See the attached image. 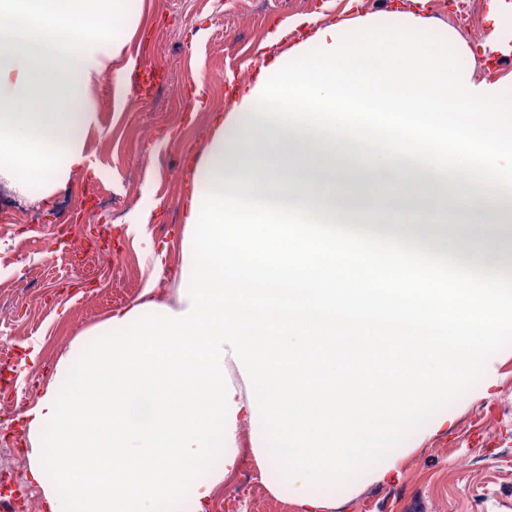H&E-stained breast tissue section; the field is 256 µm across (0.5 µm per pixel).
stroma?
Masks as SVG:
<instances>
[{
    "mask_svg": "<svg viewBox=\"0 0 512 512\" xmlns=\"http://www.w3.org/2000/svg\"><path fill=\"white\" fill-rule=\"evenodd\" d=\"M458 0H127L132 23L118 31L133 60L151 57L165 76L155 97L116 95L112 84L94 94L96 123L83 133V167L49 198H20L0 181V204H13L0 222V338L17 355L37 350L27 372L10 373L13 394L29 383L45 386L61 358L77 359L105 334L112 312L151 295L173 300L186 276L183 231L196 175L192 165L208 144L215 119L235 111L234 94L252 84L261 66L287 62L289 50L315 33L294 21L320 25L372 16L379 24L399 15L429 19L433 33L462 51L473 78L512 74V56L497 66L483 44L497 38L498 0H470L471 23L455 25ZM264 57H257V48ZM209 70L224 83L202 81ZM78 208L82 222L66 238L52 234L46 214ZM149 223H142L143 215ZM448 421L415 442L388 482L362 472L350 483L319 489L324 512H512V346L494 354L483 376L442 408ZM260 422H243L235 446L240 472L218 484L209 512L234 501L238 512H296L287 481L259 470L254 450Z\"/></svg>",
    "mask_w": 512,
    "mask_h": 512,
    "instance_id": "stroma-1",
    "label": "stroma"
}]
</instances>
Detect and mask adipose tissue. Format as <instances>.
Masks as SVG:
<instances>
[{
	"label": "adipose tissue",
	"instance_id": "adipose-tissue-1",
	"mask_svg": "<svg viewBox=\"0 0 512 512\" xmlns=\"http://www.w3.org/2000/svg\"><path fill=\"white\" fill-rule=\"evenodd\" d=\"M123 0H0V181L54 191L85 161L104 75L121 84Z\"/></svg>",
	"mask_w": 512,
	"mask_h": 512
}]
</instances>
